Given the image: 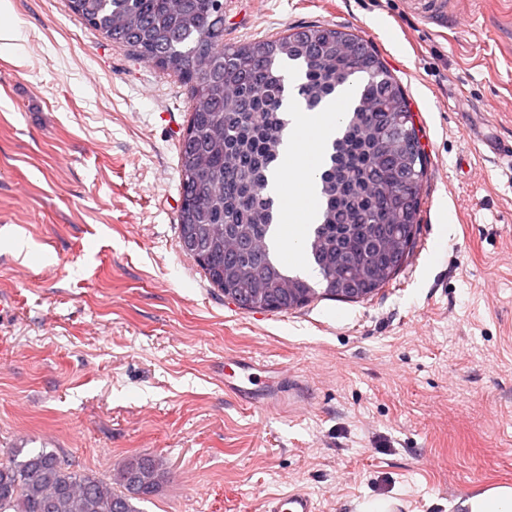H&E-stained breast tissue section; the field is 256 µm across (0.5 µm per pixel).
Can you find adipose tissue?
Here are the masks:
<instances>
[{
    "label": "adipose tissue",
    "instance_id": "obj_1",
    "mask_svg": "<svg viewBox=\"0 0 512 512\" xmlns=\"http://www.w3.org/2000/svg\"><path fill=\"white\" fill-rule=\"evenodd\" d=\"M342 113L328 107L319 112L301 111L297 103H289V125L282 154L288 161L287 168L274 170L269 178L268 190L279 202L289 200L292 190H299V211L317 212L318 194L315 172L320 160L325 158L331 142L340 127ZM316 128L315 158L307 160L301 135L307 128Z\"/></svg>",
    "mask_w": 512,
    "mask_h": 512
}]
</instances>
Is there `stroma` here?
<instances>
[{
  "label": "stroma",
  "mask_w": 512,
  "mask_h": 512,
  "mask_svg": "<svg viewBox=\"0 0 512 512\" xmlns=\"http://www.w3.org/2000/svg\"><path fill=\"white\" fill-rule=\"evenodd\" d=\"M0 53V448L167 478L142 512H462L512 486V0H224L225 41L352 30L406 89L429 160L417 243L360 301L244 310L179 246L189 93L72 14L9 0ZM274 366L291 403L224 387ZM314 500L303 491H292L276 496L264 505L263 512H315Z\"/></svg>",
  "instance_id": "1"
}]
</instances>
